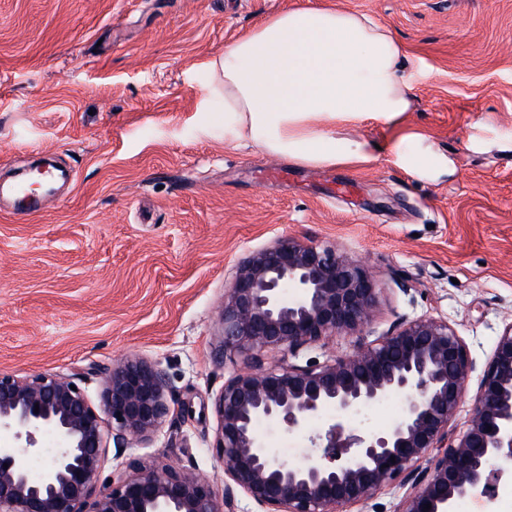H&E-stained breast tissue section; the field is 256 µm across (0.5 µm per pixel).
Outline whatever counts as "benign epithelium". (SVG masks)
I'll return each mask as SVG.
<instances>
[{
    "instance_id": "1",
    "label": "benign epithelium",
    "mask_w": 512,
    "mask_h": 512,
    "mask_svg": "<svg viewBox=\"0 0 512 512\" xmlns=\"http://www.w3.org/2000/svg\"><path fill=\"white\" fill-rule=\"evenodd\" d=\"M377 303L363 263L295 236L238 266L220 308L221 351L248 367L215 400L220 495L205 478L163 461L133 465L98 487L106 436L119 456L150 441L173 412L158 363L131 356L113 364L97 404L69 377L1 372L0 431L11 432L15 446L0 448V512H235L239 492L263 512H343L397 480L413 487L399 512H453L458 499L512 472V322L482 370L467 428L450 437L474 371L466 344L433 318L405 321L370 341ZM336 335L354 338L355 350L322 364L262 362L267 351L297 358ZM392 396L404 400L394 426L344 435L341 417ZM330 408L335 421L310 438L315 458L278 461L259 440L260 421L301 432ZM44 432L57 446L34 478L26 460L42 454Z\"/></svg>"
}]
</instances>
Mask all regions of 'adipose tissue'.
Returning <instances> with one entry per match:
<instances>
[{
    "label": "adipose tissue",
    "instance_id": "ef3b65f1",
    "mask_svg": "<svg viewBox=\"0 0 512 512\" xmlns=\"http://www.w3.org/2000/svg\"><path fill=\"white\" fill-rule=\"evenodd\" d=\"M402 42L363 14L300 8L264 19L209 68L224 100V142L319 166L364 167L377 157L339 129L373 120L398 129L390 156L418 180L452 175L455 164L429 136L403 127L413 85Z\"/></svg>",
    "mask_w": 512,
    "mask_h": 512
}]
</instances>
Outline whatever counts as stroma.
Listing matches in <instances>:
<instances>
[{
  "label": "stroma",
  "mask_w": 512,
  "mask_h": 512,
  "mask_svg": "<svg viewBox=\"0 0 512 512\" xmlns=\"http://www.w3.org/2000/svg\"><path fill=\"white\" fill-rule=\"evenodd\" d=\"M296 8L368 15L408 47L405 123L455 157L452 178L394 166L396 132L373 121L343 131L380 147L360 169L225 146L211 60ZM40 153L74 183L27 220L0 199V372L72 376L95 402L106 369L139 355L175 408L151 442L107 448L102 484L158 459L223 489L214 402L241 363L219 352L218 307L277 237L365 263L370 337L444 320L480 370L512 322V0H0V168ZM321 428L257 425L291 463Z\"/></svg>",
  "instance_id": "1"
}]
</instances>
